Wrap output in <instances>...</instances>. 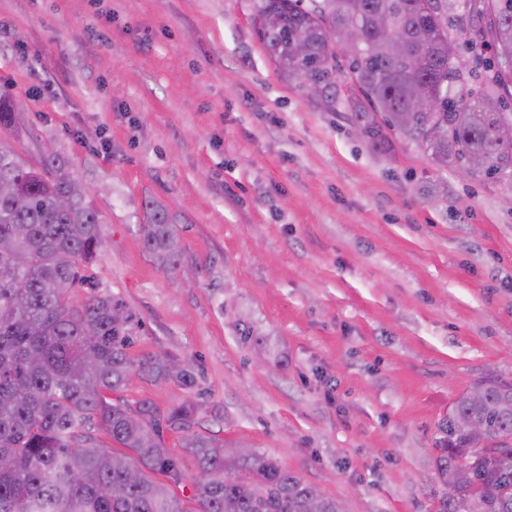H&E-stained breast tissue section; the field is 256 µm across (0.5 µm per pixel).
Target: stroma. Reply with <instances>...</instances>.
Instances as JSON below:
<instances>
[{"mask_svg":"<svg viewBox=\"0 0 512 512\" xmlns=\"http://www.w3.org/2000/svg\"><path fill=\"white\" fill-rule=\"evenodd\" d=\"M254 0H0V88L25 155L62 153L100 193L89 273L194 388L116 392L247 442L345 512H430L436 426L484 377L512 380V191L374 150L348 113L281 76ZM183 265L143 245L151 209ZM255 340L244 343L241 326ZM143 242L154 262L165 272L180 270L181 247L176 224L163 209H152L143 226Z\"/></svg>","mask_w":512,"mask_h":512,"instance_id":"1","label":"stroma"}]
</instances>
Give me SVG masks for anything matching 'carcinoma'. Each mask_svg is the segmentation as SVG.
<instances>
[{
    "label": "carcinoma",
    "instance_id": "1",
    "mask_svg": "<svg viewBox=\"0 0 512 512\" xmlns=\"http://www.w3.org/2000/svg\"><path fill=\"white\" fill-rule=\"evenodd\" d=\"M255 13L275 18L258 39L283 77L323 83L321 107L350 113L367 144L389 152L393 132L439 167L512 183V144L495 134L512 125V0H255ZM349 26L368 39L349 63L356 90L339 99L326 46ZM451 40L489 48L480 89L457 74ZM420 88L441 96L438 110L414 111ZM26 136L13 96L0 92V512H341L276 460L197 432L192 402L162 413L107 400L135 373L187 388L196 378L167 356L130 357L139 321L80 272L101 244V218L65 157L29 162ZM143 242L163 271L180 270L165 210H151ZM76 285L89 289L80 305ZM480 384L482 398L462 394L437 425L435 512H512V380ZM166 429L197 460L189 497L174 491L185 477ZM102 433L125 452L103 446Z\"/></svg>",
    "mask_w": 512,
    "mask_h": 512
}]
</instances>
